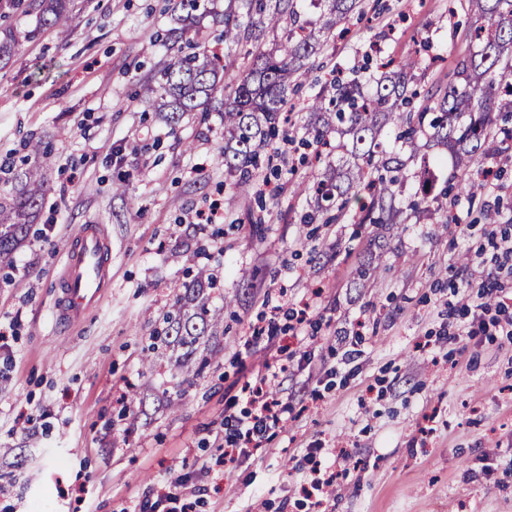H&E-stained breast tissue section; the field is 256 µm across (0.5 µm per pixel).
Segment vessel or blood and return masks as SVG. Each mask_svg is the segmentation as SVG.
Segmentation results:
<instances>
[{"label": "vessel or blood", "mask_w": 512, "mask_h": 512, "mask_svg": "<svg viewBox=\"0 0 512 512\" xmlns=\"http://www.w3.org/2000/svg\"><path fill=\"white\" fill-rule=\"evenodd\" d=\"M67 262L59 277L54 314L58 324L79 323L111 286L112 240L101 224L81 225L65 243Z\"/></svg>", "instance_id": "b4317fda"}]
</instances>
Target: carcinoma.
<instances>
[{
  "label": "carcinoma",
  "instance_id": "cac0c4a2",
  "mask_svg": "<svg viewBox=\"0 0 512 512\" xmlns=\"http://www.w3.org/2000/svg\"><path fill=\"white\" fill-rule=\"evenodd\" d=\"M303 0H224V44H247L251 67L224 96V166L227 174L247 180L263 162L262 151L275 135L281 113L288 111V91L308 71L307 61L336 38V29L361 0H308L319 10L317 20L306 14ZM484 24L475 28L478 50L460 58L454 80L444 88H418L417 57L404 59L389 71L360 70L336 77L306 106L305 133L318 147L339 140L345 149L334 169L309 188L312 220L336 210L332 220L352 224H402L442 198L461 200L473 192L478 158L497 146L499 136L512 140V0H467ZM75 0H29L40 26L59 24ZM273 35L272 46L262 42ZM170 58L145 86L143 98L174 125L212 98L216 71L205 53L176 47L182 36L172 35ZM441 149L420 154L421 143ZM419 164L408 173L410 164ZM26 178L13 193L0 194V262L10 264L23 241L27 224L43 196V183L32 171L15 172L0 166V181L13 184ZM357 210L349 212L350 203ZM164 334L179 354L182 370L195 365L200 336L212 324L200 290L192 289L185 304L166 313Z\"/></svg>",
  "mask_w": 512,
  "mask_h": 512
}]
</instances>
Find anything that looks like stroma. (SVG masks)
<instances>
[{
	"instance_id": "stroma-1",
	"label": "stroma",
	"mask_w": 512,
	"mask_h": 512,
	"mask_svg": "<svg viewBox=\"0 0 512 512\" xmlns=\"http://www.w3.org/2000/svg\"><path fill=\"white\" fill-rule=\"evenodd\" d=\"M175 2L77 0L42 28L0 0V31L16 42L0 63V164L28 156L45 183L12 280H0V322L14 325L0 349V512H139L175 480L194 512H313L299 492L311 448L331 472L339 450L359 461L326 512H512V336L496 329L512 305L483 311L476 339L446 338L464 322L448 313L455 290L490 271L512 280L495 247L512 236V148L482 159L505 174L472 205L406 224L302 223L324 166L299 143V114L273 142L278 194L260 191L267 170L229 177L224 94L251 59L224 45V0H205L188 24ZM476 24L449 0H364L291 98L306 105L335 71L414 54L435 60L423 84L447 85L477 48ZM178 27L222 71L204 110L171 127L139 92ZM30 140L49 159L26 155ZM120 180L127 196L113 190ZM215 207L223 223L198 221ZM83 224L112 239V290L68 329L53 303L64 243ZM200 275L221 318L202 338L206 366L186 373L172 349H143ZM306 298L303 344L287 314L267 315ZM282 350L294 357L274 394L283 426L225 467L224 408H245L247 376Z\"/></svg>"
}]
</instances>
